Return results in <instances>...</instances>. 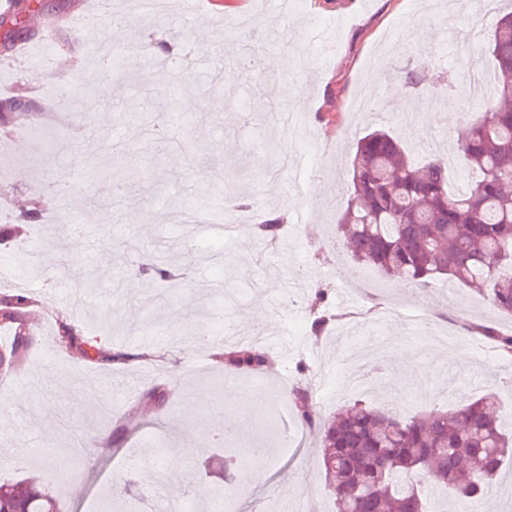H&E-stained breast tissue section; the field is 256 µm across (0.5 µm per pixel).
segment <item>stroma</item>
<instances>
[{
	"label": "stroma",
	"instance_id": "1",
	"mask_svg": "<svg viewBox=\"0 0 512 512\" xmlns=\"http://www.w3.org/2000/svg\"><path fill=\"white\" fill-rule=\"evenodd\" d=\"M252 23L275 33L262 54L264 68L249 74L237 61L248 42L237 19L222 15L221 0H166L141 12L136 0H112L97 36L75 32L71 20L86 0H14L0 13V40L22 27L10 45L0 43V99L42 79L37 58L59 51L65 70L16 123L20 138L0 164V197L13 209L41 200L46 213L74 224L67 242L84 255L71 268L64 251L50 246L51 227L26 234L48 243L40 274L26 281L36 302L28 323L38 344L25 362L0 375V479L37 477L63 497L69 512H94L114 484L117 512H150L147 480L158 481L174 512H204L209 491L223 487L237 512H272L282 498L299 512H333L321 468L320 440L296 419L284 372L306 364L313 376L318 421H328L357 399L381 406L397 401L403 416L448 409L492 392L512 421V359L473 334L477 325L512 332V317L461 285L436 281L410 290L364 270L352 287L336 276L347 263L330 250L333 232L350 197L352 146L374 123L405 141H438L459 159L457 112L447 96L432 95L439 79L466 82L475 68L493 71L489 53L496 22L512 0H496L477 18L469 0L435 12L413 0H297L273 11L253 0ZM433 39L418 50L419 30ZM335 51L325 67L309 61L326 38ZM164 40L156 66L110 76L111 97L72 96L87 62L116 48ZM293 56L282 69L280 51ZM420 67L419 89L406 88L397 71ZM234 71L233 85L214 81ZM182 85L198 104L193 128H181L167 91ZM308 101L292 108L296 95ZM373 100L375 113H357L353 101ZM412 101L414 111L399 109ZM81 166H73L74 154ZM120 165L143 176L140 191L125 182L101 187L94 165ZM252 198L254 220L283 212L289 226L276 249L257 257L252 238L216 236L215 205L224 186ZM162 252L189 266L182 288H160L136 274L141 256ZM330 290L337 322L322 343H312L309 298ZM111 309L112 331L87 328L103 347L121 342L152 350V362L104 370L78 352L50 349L58 316L83 318ZM266 336L270 361L255 372L262 384L255 403L239 412L246 426L230 441L197 445L203 425L224 427V391L235 372L217 362L216 340ZM409 360H401V352ZM465 365H458V357ZM57 379L44 383L45 370ZM163 386L166 405H142L144 392ZM264 445L263 475L245 481L249 451Z\"/></svg>",
	"mask_w": 512,
	"mask_h": 512
}]
</instances>
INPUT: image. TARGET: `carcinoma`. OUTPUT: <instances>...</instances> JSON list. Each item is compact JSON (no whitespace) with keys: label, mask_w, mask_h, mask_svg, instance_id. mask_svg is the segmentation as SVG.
Wrapping results in <instances>:
<instances>
[{"label":"carcinoma","mask_w":512,"mask_h":512,"mask_svg":"<svg viewBox=\"0 0 512 512\" xmlns=\"http://www.w3.org/2000/svg\"><path fill=\"white\" fill-rule=\"evenodd\" d=\"M495 62L493 93L479 119L459 121L461 149L468 169L479 174L463 188L450 189L448 160L440 155L417 162L405 143L386 129L360 137L351 158V195L336 227L334 247L387 278L413 288L439 279L456 282L489 299L512 316V13L499 18L489 47ZM28 102H0V124L25 113ZM40 201L14 214L0 228V241L13 243L21 272L28 270V247L22 224L40 217ZM284 218L267 213L252 225L260 242L276 241ZM138 274L170 288L179 283L168 260L146 258ZM34 298L11 289L0 292V329L12 336L0 352V374L25 361L33 333L26 310ZM315 315L312 332L324 337L334 320L328 289L310 298ZM497 351L512 356V335L480 326ZM54 346L78 350L100 365L129 366L148 354L124 346L104 351L67 316L56 321ZM224 365L251 373L266 363L265 352L249 343L224 347ZM292 402L298 422L316 426L308 388L296 386ZM495 394L455 408L431 409L409 418L390 409L355 400L324 424L322 461L334 496L335 512H428L425 490L437 486L447 499L486 500L503 463L512 459V434L496 415ZM337 459L330 468L328 457ZM0 512H67L53 491L28 480L0 482Z\"/></svg>","instance_id":"carcinoma-1"}]
</instances>
